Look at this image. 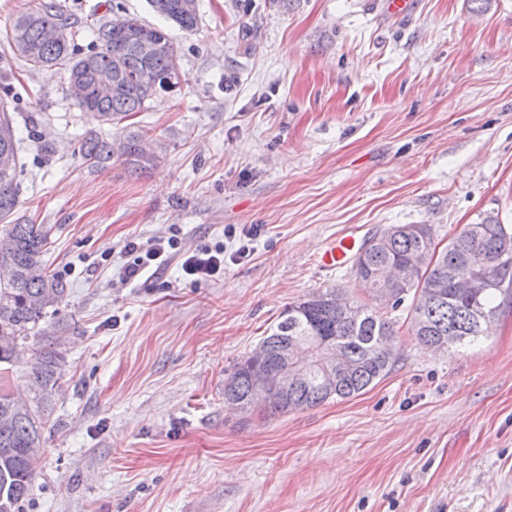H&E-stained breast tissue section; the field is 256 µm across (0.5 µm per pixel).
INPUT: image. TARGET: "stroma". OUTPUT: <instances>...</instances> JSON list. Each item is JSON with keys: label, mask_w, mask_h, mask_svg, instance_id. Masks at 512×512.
<instances>
[{"label": "stroma", "mask_w": 512, "mask_h": 512, "mask_svg": "<svg viewBox=\"0 0 512 512\" xmlns=\"http://www.w3.org/2000/svg\"><path fill=\"white\" fill-rule=\"evenodd\" d=\"M199 0L171 29L180 84L100 127L5 36L39 0H0V86L16 97L22 224L50 230L68 289L46 323L66 352L26 512H512V291L492 331L428 349L407 307L396 363L365 393L270 416L224 380L289 304L371 303L327 241L395 224L448 243L512 231V0ZM134 130L157 160L89 166L79 141ZM257 228L253 240L243 232ZM224 246V273L178 260L126 282L129 242ZM249 255L238 257L240 245ZM356 248L353 235H346L321 247L317 261L320 267L336 269L344 266Z\"/></svg>", "instance_id": "35a3bbf8"}]
</instances>
